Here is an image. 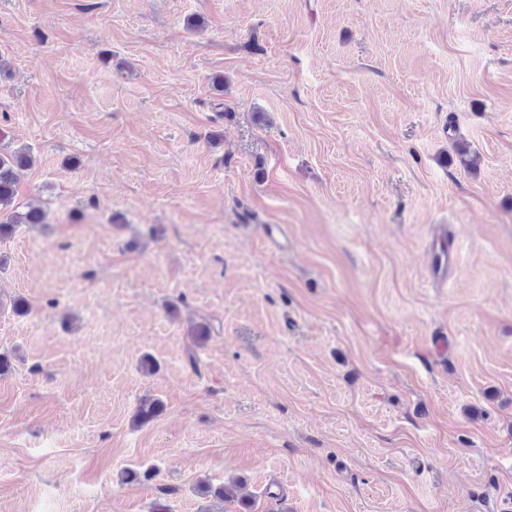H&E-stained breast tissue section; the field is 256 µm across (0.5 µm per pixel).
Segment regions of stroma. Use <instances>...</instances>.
I'll use <instances>...</instances> for the list:
<instances>
[{
  "label": "stroma",
  "mask_w": 512,
  "mask_h": 512,
  "mask_svg": "<svg viewBox=\"0 0 512 512\" xmlns=\"http://www.w3.org/2000/svg\"><path fill=\"white\" fill-rule=\"evenodd\" d=\"M0 129V512H512V0H0ZM34 162L32 148L20 146L0 151V238H6L16 231L20 224L47 223V213L40 208L29 207L19 210L15 205V168L30 166ZM239 491L240 487L235 481H229L228 483L216 488H213L209 484H201L198 488V492L205 497L212 496L223 502L236 500L243 506H249V503H247L246 500L239 497Z\"/></svg>",
  "instance_id": "obj_1"
}]
</instances>
